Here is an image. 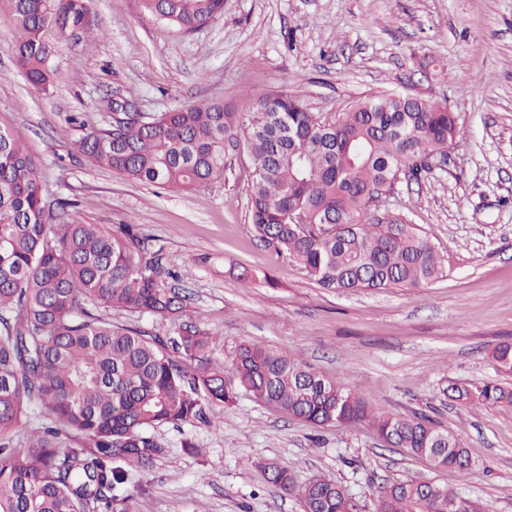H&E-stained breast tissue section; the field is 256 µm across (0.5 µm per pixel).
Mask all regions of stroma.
I'll return each instance as SVG.
<instances>
[{
	"instance_id": "stroma-1",
	"label": "stroma",
	"mask_w": 512,
	"mask_h": 512,
	"mask_svg": "<svg viewBox=\"0 0 512 512\" xmlns=\"http://www.w3.org/2000/svg\"><path fill=\"white\" fill-rule=\"evenodd\" d=\"M92 10V33L45 31L55 55L42 91L16 67L12 0H0V126L38 160L54 222L118 236L129 228L161 249L217 357L241 341L286 353L380 407L427 413L471 457L468 470H436L367 427L315 428L243 393L212 424L156 428L166 452L131 472L122 512H301L264 481L263 462L300 484L336 481L357 512H373L378 487L405 479L512 512V406L471 409L448 397L454 379L512 387L491 358L512 343V0H224L190 35L148 18L140 0H93ZM283 86L324 114L387 93L456 113L461 133L446 165L399 181L370 211L416 225L440 278L421 288L318 287L255 238L245 146L227 147L223 180L189 192L129 180L74 149L111 128L119 97L150 114L210 101L243 111ZM102 314L152 336L180 326ZM187 437L203 455L183 448Z\"/></svg>"
}]
</instances>
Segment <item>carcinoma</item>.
Returning a JSON list of instances; mask_svg holds the SVG:
<instances>
[{"mask_svg": "<svg viewBox=\"0 0 512 512\" xmlns=\"http://www.w3.org/2000/svg\"><path fill=\"white\" fill-rule=\"evenodd\" d=\"M91 3L14 0L16 64L30 84H50L55 49L45 29H92ZM141 4L184 35L224 10V0ZM460 133L455 113L425 98L366 96L326 116L283 87L246 112L217 102L160 115L121 112L112 129L86 134L75 148L130 180L193 190L224 179L225 141L242 135L253 233L319 287L347 293L419 288L440 277L434 248L415 225L373 224L363 215L398 178L430 173ZM147 251V239L135 234L52 223L39 164L0 127V512H112L129 472L165 452L151 430L208 423L209 409L233 404L240 390L313 427L366 424L436 469L469 468L467 449L428 415L385 411L269 347L244 341L219 360L193 322L167 338L112 325L94 308L161 318L189 308L190 293L168 283L159 252L148 260ZM492 358L512 372L511 343ZM448 397L464 406L512 404V390L493 382L454 381ZM33 405L48 417L29 426ZM260 470L303 512L354 510L331 479L298 484L273 462ZM376 512L485 509L445 487L425 493L420 482L402 480L380 488Z\"/></svg>", "mask_w": 512, "mask_h": 512, "instance_id": "1", "label": "carcinoma"}]
</instances>
